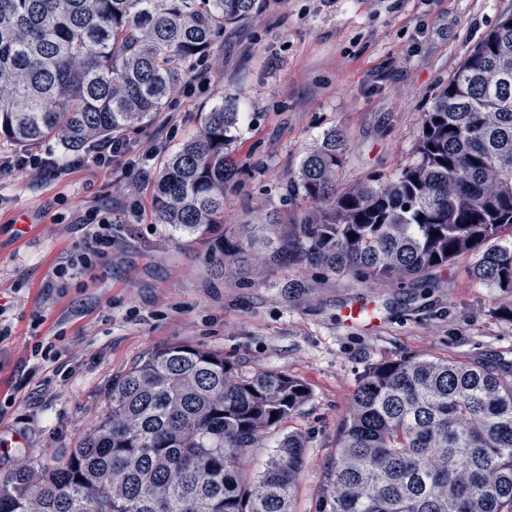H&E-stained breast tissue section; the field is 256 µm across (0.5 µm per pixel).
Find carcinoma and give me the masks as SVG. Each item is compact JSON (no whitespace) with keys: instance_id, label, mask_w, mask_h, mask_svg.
<instances>
[{"instance_id":"1","label":"carcinoma","mask_w":512,"mask_h":512,"mask_svg":"<svg viewBox=\"0 0 512 512\" xmlns=\"http://www.w3.org/2000/svg\"><path fill=\"white\" fill-rule=\"evenodd\" d=\"M256 0H0V138L69 153L160 111L227 25ZM235 99L207 112L164 162L159 224L224 263L315 264L403 281L477 253L476 283L512 290V13L500 15L424 113L413 157L392 177L340 188L345 136L327 131L288 180L319 209L297 224L224 227ZM452 130H447V127ZM355 238H349V235ZM309 398L282 371L237 373L224 353L155 348L112 380L96 427L65 457L0 479V512H293L301 437L281 439L254 477L263 436ZM316 512H512V376L456 357L409 356L359 378Z\"/></svg>"}]
</instances>
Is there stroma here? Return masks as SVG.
Listing matches in <instances>:
<instances>
[{"label":"stroma","instance_id":"1","mask_svg":"<svg viewBox=\"0 0 512 512\" xmlns=\"http://www.w3.org/2000/svg\"><path fill=\"white\" fill-rule=\"evenodd\" d=\"M512 0H258L249 21L226 26L151 122L124 134V162L36 181L0 174V476L74 447L98 422L112 381L146 351L188 343L223 352L249 375L306 382L304 406L246 463L261 471L286 435L304 438L294 512H316L324 471L362 373L406 356L479 359L512 368V292L468 275L470 258L410 281L330 275L316 265L237 264L210 274L205 247L156 223L153 181L164 158L224 95L241 121L224 221L296 223L288 175L324 132L348 143L338 183L390 176L412 157L442 83ZM132 162L146 178L128 172ZM112 217V252L51 289L53 268L87 241L79 215ZM363 314L347 320L350 309Z\"/></svg>","mask_w":512,"mask_h":512}]
</instances>
